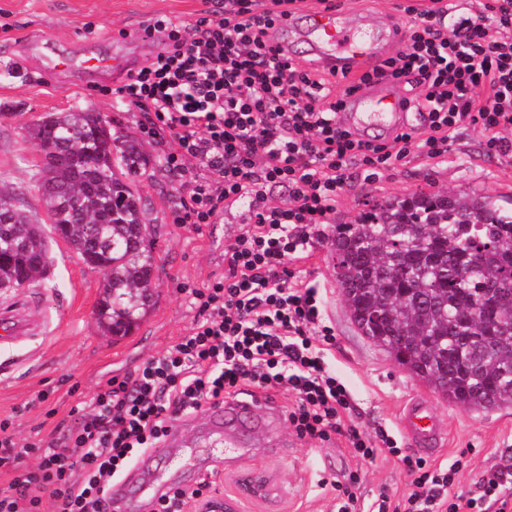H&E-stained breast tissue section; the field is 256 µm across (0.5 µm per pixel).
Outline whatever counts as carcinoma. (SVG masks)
Segmentation results:
<instances>
[{
    "label": "carcinoma",
    "instance_id": "obj_1",
    "mask_svg": "<svg viewBox=\"0 0 512 512\" xmlns=\"http://www.w3.org/2000/svg\"><path fill=\"white\" fill-rule=\"evenodd\" d=\"M43 146L37 186L51 232L0 192V283L32 282L49 234L107 271L98 310L104 336L131 335L153 305L155 231L129 176L142 150L86 109L28 128ZM329 254L362 336L449 403L512 408V207L489 196L417 191L334 224ZM496 296L474 307L489 280Z\"/></svg>",
    "mask_w": 512,
    "mask_h": 512
}]
</instances>
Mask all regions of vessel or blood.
<instances>
[{"label":"vessel or blood","mask_w":512,"mask_h":512,"mask_svg":"<svg viewBox=\"0 0 512 512\" xmlns=\"http://www.w3.org/2000/svg\"><path fill=\"white\" fill-rule=\"evenodd\" d=\"M277 44L284 53H292L296 44H305L310 56L324 66L348 68L360 74L370 70L383 56L395 29L374 32L349 28L342 13L312 9L280 21ZM346 124L361 129L366 139L388 138L411 121L408 105L390 95L364 96L354 93L343 99L339 112ZM402 425L408 438L421 445L440 443L443 428L431 402L421 396L409 400L402 412Z\"/></svg>","instance_id":"1"}]
</instances>
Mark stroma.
<instances>
[{
  "mask_svg": "<svg viewBox=\"0 0 512 512\" xmlns=\"http://www.w3.org/2000/svg\"><path fill=\"white\" fill-rule=\"evenodd\" d=\"M216 2L0 0V185L17 195L32 219L49 222L37 190L42 157L27 136L28 126L50 114L82 108L112 118L122 132L137 135L140 112L117 106L111 90L157 50L155 41L139 36V29L159 15L193 22ZM40 33L56 36L60 50L89 48L116 59L119 70L101 75L53 72L33 44ZM143 149L148 164L133 187L146 201L156 227L157 268L156 304L139 328L124 338L100 334L97 308L106 275L59 238L51 245L44 276L27 287L0 292V308L23 299L37 311L50 304L64 311L55 336L46 339L34 333L0 344V361L25 353L35 356L34 362L17 365L11 377L0 378V420L10 421L18 440L48 436L71 408L90 402L111 376L133 373L185 335L195 315L186 289L203 287L224 272V252L234 241L239 214L225 213L223 223L205 224L197 231L173 224L178 181L165 171L160 145L147 143ZM351 175L319 238L288 268L295 280L320 290L323 319L336 337L327 359L355 400V422L370 434L387 431L398 453L384 448L374 459L364 460L340 436L325 443L299 439L288 423L294 398L287 392L256 411L253 422L236 432L233 448L225 447L223 434L202 408L184 418L159 451L143 457L126 476L127 493L113 501L112 512H149L154 493L173 485H195L206 474L214 481L212 495L219 497L235 496L239 479L252 471L272 476L274 498L241 501L239 512H336L332 483L349 472L359 475L357 495L362 502L382 492L400 497L406 490V455L432 465H449L466 456L468 465L455 487L464 495L475 491L491 471L512 469V409L469 412L437 396L433 405L446 431L444 446L434 452L417 448L402 434L397 422L401 405L428 388L352 324L327 243L330 225L353 223L374 202L419 190L512 198V153L490 150L480 130L467 127L449 144L445 157L395 161L370 180L359 166L352 167Z\"/></svg>",
  "mask_w": 512,
  "mask_h": 512,
  "instance_id": "1",
  "label": "stroma"
}]
</instances>
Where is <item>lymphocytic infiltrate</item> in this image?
<instances>
[{"instance_id": "lymphocytic-infiltrate-1", "label": "lymphocytic infiltrate", "mask_w": 512, "mask_h": 512, "mask_svg": "<svg viewBox=\"0 0 512 512\" xmlns=\"http://www.w3.org/2000/svg\"><path fill=\"white\" fill-rule=\"evenodd\" d=\"M289 0H224L192 24L156 18L164 48L113 88L116 102L141 112L143 138L162 144L179 178L171 214L177 225L219 223L246 203L224 253V273L187 298L196 314L188 333L134 374L109 378L55 437L17 440L0 421V512H108L109 489L155 449L177 422L244 389L294 392L288 422L299 438L341 436L362 457L385 432L369 436L349 417L347 387L325 348L334 334L310 283L293 281L288 262L306 252L359 165L378 175L394 159H438L455 133L479 127L487 145L512 153V0H427L404 6L407 36L366 82H404L421 126L374 143L338 117L341 95L330 71L300 66L274 42L273 17ZM284 188L282 204L270 202ZM408 492L382 496L365 512H474L489 499L512 512V470L491 471L479 497L455 494L458 465L406 461ZM209 477L159 496L152 512L203 506Z\"/></svg>"}]
</instances>
